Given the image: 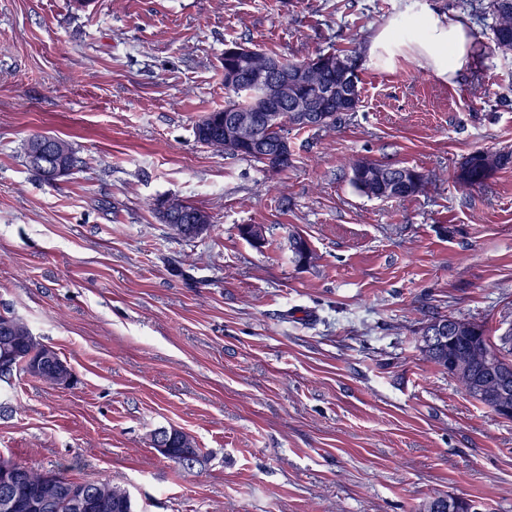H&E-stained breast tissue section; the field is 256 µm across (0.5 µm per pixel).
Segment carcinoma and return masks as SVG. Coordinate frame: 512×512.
Returning <instances> with one entry per match:
<instances>
[{"mask_svg": "<svg viewBox=\"0 0 512 512\" xmlns=\"http://www.w3.org/2000/svg\"><path fill=\"white\" fill-rule=\"evenodd\" d=\"M460 9L472 16L481 32L491 35V42L497 55L505 62L512 59V0H460ZM242 46V43L231 41L224 44V90L229 100L224 108L208 113L195 126L196 140L220 153L240 156L268 168L283 172L291 166V150L288 134L292 130H328L336 128L343 113L355 112L361 102L359 75L349 72L357 68L358 49L337 52L320 51L304 62L312 65L309 79L294 86L292 93L297 97L311 95L318 90H329L332 97L320 113V118L306 124L292 120L290 104H280V112L284 121L271 124L261 121L257 124V139L265 144L271 153H278L279 158L266 163L261 153L247 145L236 141H227L212 132L211 119L227 117L252 108L253 100L262 87L261 77L268 63L276 61L281 64L282 71H288L295 60L256 51L246 62L231 52V49ZM512 163V151L476 150L469 154L457 175V183L467 192L481 189L485 182L499 169ZM406 171L416 176L418 182L412 188L396 191L390 188L393 176ZM427 175L414 168L382 164L372 160H360L351 167V184L361 193L373 198H407L418 194ZM153 211L159 215L161 223L167 225L170 234L179 239H195L206 233L209 215L206 211L178 199H158ZM195 213L200 222L187 223L190 213ZM291 261L297 267H308L316 260V254L309 243L300 235L289 237ZM471 329L458 336L454 346L464 348L471 344L475 337H484L483 349L502 359L512 362V329L499 337V343L491 341L489 330L483 324L467 320ZM46 347L39 337L35 336L27 321L12 313L8 318L0 316V359L7 357L12 362L11 369L0 373V381H8L15 376H29L45 384L56 387L59 385L58 366L46 363L39 367L33 365L41 351ZM423 356L440 370L448 371V346L421 350ZM168 435L169 454L167 459L184 467L182 460L188 457L203 458L202 450L197 447L194 438L177 429L154 431L151 440L157 434ZM13 470L16 476L9 489H0V512H7L1 507L4 500L22 501L30 496L41 499L44 508L41 512H87L83 507L86 500L96 502L93 512H135L134 503L126 489L112 480H78L66 476L62 472L35 469L25 463L11 458L0 457V472ZM419 512H483L472 499L462 496H435L426 500Z\"/></svg>", "mask_w": 512, "mask_h": 512, "instance_id": "cac0c4a2", "label": "carcinoma"}]
</instances>
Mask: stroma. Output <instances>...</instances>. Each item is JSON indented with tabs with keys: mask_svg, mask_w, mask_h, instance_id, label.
<instances>
[{
	"mask_svg": "<svg viewBox=\"0 0 512 512\" xmlns=\"http://www.w3.org/2000/svg\"><path fill=\"white\" fill-rule=\"evenodd\" d=\"M456 0H0V312L76 375L0 381V456L112 479L136 512H417L463 495L512 512V421L465 396L418 348L422 321L512 326V165L481 190L475 150L512 151V63L484 51L455 83L410 53L370 54L389 21ZM300 60L357 46L361 103L291 132L274 172L198 143L223 108L225 42ZM81 160L47 184L34 134ZM430 180L371 199L351 165ZM211 217L171 238L150 204ZM262 224L273 244L239 228ZM307 239L297 268L281 242ZM176 428L183 470L151 446ZM166 203L170 204L171 211L167 213L166 217H162L160 215V207L165 206ZM153 206L152 210L155 212L160 222L166 224L170 234L175 238L188 240L195 239L206 233L211 227V224H209V215L206 211L178 199H157L156 203H153ZM189 211L195 213L199 217V223L188 224L186 222L187 219L190 218ZM182 212H184V214L180 220L181 224H170L168 217L173 213L180 215ZM195 214L193 216H195ZM161 432L166 433L168 435L169 441L167 445V448H169V454L164 457L169 459L182 469L191 470V468L186 467L181 462V459H186L188 457H194V459L203 458L202 450L201 448L197 447L194 438L190 434L174 428H171L170 430L166 428H161L155 430L154 433L152 434L151 441L153 448H155L160 454L165 455L167 453V448H164L163 446H158V448H156L154 444L157 435Z\"/></svg>",
	"mask_w": 512,
	"mask_h": 512,
	"instance_id": "35a3bbf8",
	"label": "stroma"
}]
</instances>
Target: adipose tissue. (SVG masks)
Masks as SVG:
<instances>
[{
	"label": "adipose tissue",
	"instance_id": "adipose-tissue-1",
	"mask_svg": "<svg viewBox=\"0 0 512 512\" xmlns=\"http://www.w3.org/2000/svg\"><path fill=\"white\" fill-rule=\"evenodd\" d=\"M469 40V31L459 19L431 10L416 21L412 30H403L397 23L385 26L374 37L369 52L374 55L407 47L438 77L451 81L472 64Z\"/></svg>",
	"mask_w": 512,
	"mask_h": 512
}]
</instances>
